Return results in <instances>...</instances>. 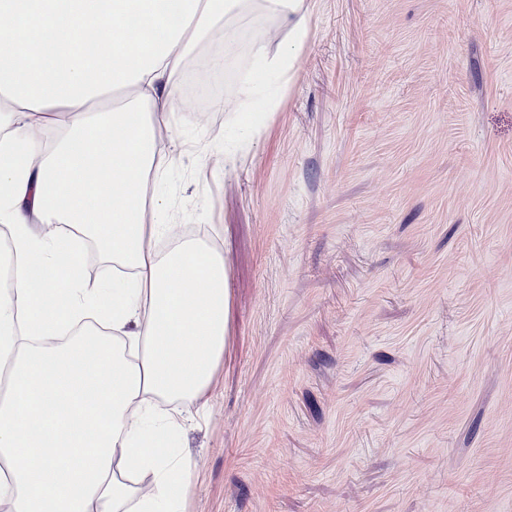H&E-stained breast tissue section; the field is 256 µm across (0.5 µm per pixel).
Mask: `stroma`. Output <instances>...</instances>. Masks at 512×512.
Returning <instances> with one entry per match:
<instances>
[{
  "mask_svg": "<svg viewBox=\"0 0 512 512\" xmlns=\"http://www.w3.org/2000/svg\"><path fill=\"white\" fill-rule=\"evenodd\" d=\"M247 135L179 108L155 188L224 252L185 512H512V0H305Z\"/></svg>",
  "mask_w": 512,
  "mask_h": 512,
  "instance_id": "1",
  "label": "stroma"
}]
</instances>
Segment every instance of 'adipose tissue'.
I'll return each mask as SVG.
<instances>
[{
	"label": "adipose tissue",
	"instance_id": "adipose-tissue-1",
	"mask_svg": "<svg viewBox=\"0 0 512 512\" xmlns=\"http://www.w3.org/2000/svg\"><path fill=\"white\" fill-rule=\"evenodd\" d=\"M252 9L288 28L253 55L292 70L304 0H0V512H184L178 442L224 352V255L177 236L145 182L174 75L215 31L232 51L226 21ZM88 245L133 279L74 277L61 257Z\"/></svg>",
	"mask_w": 512,
	"mask_h": 512
}]
</instances>
